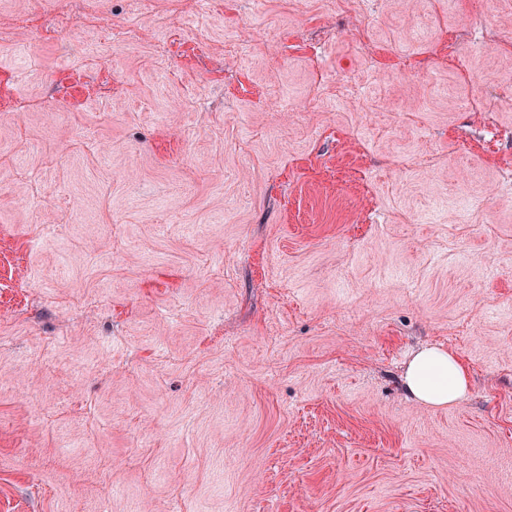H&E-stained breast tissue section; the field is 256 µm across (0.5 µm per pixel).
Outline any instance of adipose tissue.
<instances>
[{"mask_svg":"<svg viewBox=\"0 0 512 512\" xmlns=\"http://www.w3.org/2000/svg\"><path fill=\"white\" fill-rule=\"evenodd\" d=\"M403 384L413 399L439 408L460 401L469 390L470 378L450 352L424 347L408 363Z\"/></svg>","mask_w":512,"mask_h":512,"instance_id":"obj_1","label":"adipose tissue"}]
</instances>
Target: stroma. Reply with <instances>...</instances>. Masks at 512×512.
<instances>
[{"mask_svg":"<svg viewBox=\"0 0 512 512\" xmlns=\"http://www.w3.org/2000/svg\"><path fill=\"white\" fill-rule=\"evenodd\" d=\"M486 25L512 0H0V512H512ZM424 346L457 404L406 393ZM403 384L413 399L439 408L460 401L469 390L470 378L450 352L424 347L408 363Z\"/></svg>","mask_w":512,"mask_h":512,"instance_id":"obj_1","label":"stroma"}]
</instances>
